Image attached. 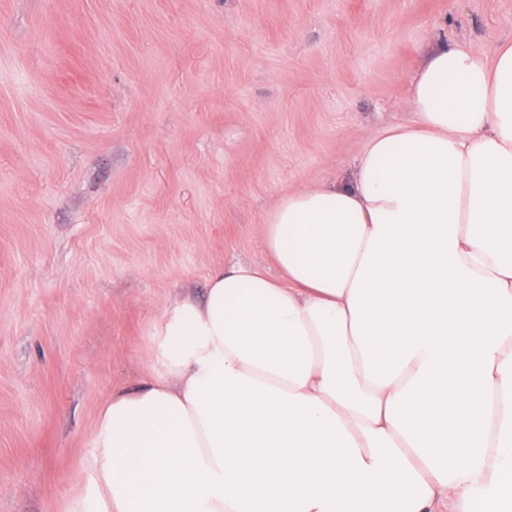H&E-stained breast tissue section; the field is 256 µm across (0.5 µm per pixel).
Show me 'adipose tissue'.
Listing matches in <instances>:
<instances>
[{
	"label": "adipose tissue",
	"instance_id": "1",
	"mask_svg": "<svg viewBox=\"0 0 512 512\" xmlns=\"http://www.w3.org/2000/svg\"><path fill=\"white\" fill-rule=\"evenodd\" d=\"M353 188L267 214L97 414L74 512H504L512 503V41L430 52Z\"/></svg>",
	"mask_w": 512,
	"mask_h": 512
}]
</instances>
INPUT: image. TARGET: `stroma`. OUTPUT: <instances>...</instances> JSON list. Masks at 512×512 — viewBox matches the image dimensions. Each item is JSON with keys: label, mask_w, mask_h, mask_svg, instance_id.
Segmentation results:
<instances>
[{"label": "stroma", "mask_w": 512, "mask_h": 512, "mask_svg": "<svg viewBox=\"0 0 512 512\" xmlns=\"http://www.w3.org/2000/svg\"><path fill=\"white\" fill-rule=\"evenodd\" d=\"M506 40L512 0H0V512H69L164 308L275 273L266 214L352 183L429 48Z\"/></svg>", "instance_id": "35a3bbf8"}]
</instances>
